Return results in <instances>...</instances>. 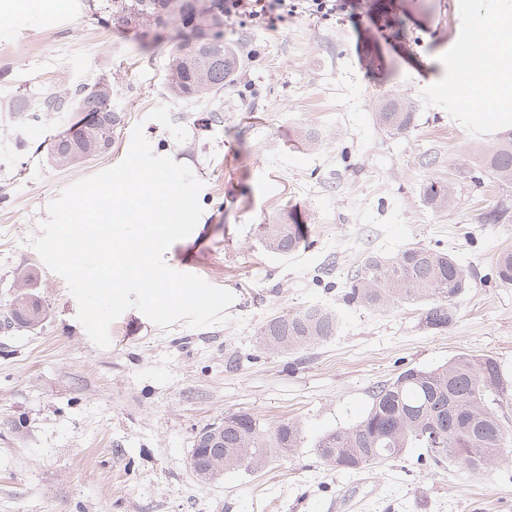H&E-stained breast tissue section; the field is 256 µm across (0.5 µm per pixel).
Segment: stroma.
<instances>
[{
  "label": "stroma",
  "instance_id": "35a3bbf8",
  "mask_svg": "<svg viewBox=\"0 0 512 512\" xmlns=\"http://www.w3.org/2000/svg\"><path fill=\"white\" fill-rule=\"evenodd\" d=\"M47 2L51 15L0 19V320L22 269L46 311L37 327L0 329V512H512V460L471 473L422 462L413 448L346 472L315 451L407 367L489 355L512 384V286L495 276L498 254L512 249V184L478 169L504 129L448 92L465 9L481 0H353L344 15L292 17L275 31L223 24L239 51L236 79L193 101L165 84L174 30L117 25L105 0ZM102 78L124 115L111 147L56 168L48 151L78 113H17L10 100L35 106L57 84ZM394 95L417 114L401 136L374 117ZM138 126L156 155L204 183L200 222L166 264L234 301L226 323L198 329H163L127 310L101 349L30 240L65 188L124 159ZM304 127L319 131L317 144L297 142ZM433 180L450 188L449 209L426 203ZM502 206L501 221L484 223ZM289 211L306 225L305 244L266 250L259 225ZM412 245L452 253L470 275L446 330L428 328L417 303L377 311L343 299L366 253ZM317 303L337 313L335 336L294 355L259 347L263 323ZM238 411L268 427L299 424V448L265 469L199 482L195 435Z\"/></svg>",
  "mask_w": 512,
  "mask_h": 512
}]
</instances>
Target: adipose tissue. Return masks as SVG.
Here are the masks:
<instances>
[{
	"instance_id": "ef3b65f1",
	"label": "adipose tissue",
	"mask_w": 512,
	"mask_h": 512,
	"mask_svg": "<svg viewBox=\"0 0 512 512\" xmlns=\"http://www.w3.org/2000/svg\"><path fill=\"white\" fill-rule=\"evenodd\" d=\"M477 39L466 42L475 64L452 87L474 113L496 112L512 123V5L478 11L470 21Z\"/></svg>"
}]
</instances>
